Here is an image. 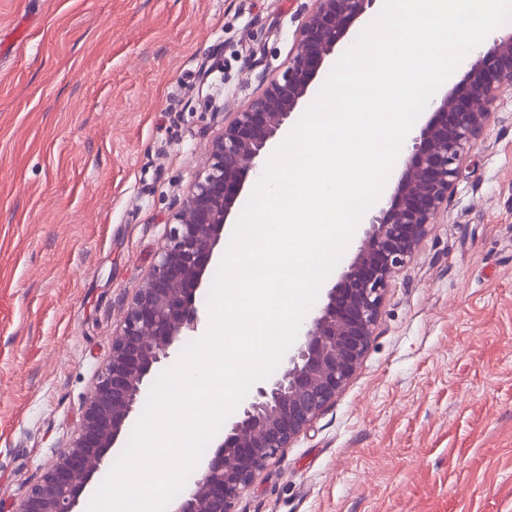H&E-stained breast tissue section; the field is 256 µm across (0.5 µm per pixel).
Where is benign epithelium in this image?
Segmentation results:
<instances>
[{"label":"benign epithelium","instance_id":"obj_1","mask_svg":"<svg viewBox=\"0 0 512 512\" xmlns=\"http://www.w3.org/2000/svg\"><path fill=\"white\" fill-rule=\"evenodd\" d=\"M373 0H313L295 52L263 94L224 119L169 228L157 260L122 313L112 355L86 402L74 439L26 487L13 512H78L134 412L156 364L197 329L196 293L242 194L291 114L308 97L327 58ZM512 78V33L477 53L464 78L433 100L412 139L390 205L369 221L357 256L306 323L282 370L240 405L188 494L173 512H235L256 475L331 404L366 353L392 275L412 257L448 204L463 158L477 145Z\"/></svg>","mask_w":512,"mask_h":512}]
</instances>
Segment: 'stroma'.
Returning a JSON list of instances; mask_svg holds the SVG:
<instances>
[{
	"label": "stroma",
	"instance_id": "obj_1",
	"mask_svg": "<svg viewBox=\"0 0 512 512\" xmlns=\"http://www.w3.org/2000/svg\"><path fill=\"white\" fill-rule=\"evenodd\" d=\"M312 0H0V512L75 436L224 115ZM236 512H512V81L353 377Z\"/></svg>",
	"mask_w": 512,
	"mask_h": 512
}]
</instances>
